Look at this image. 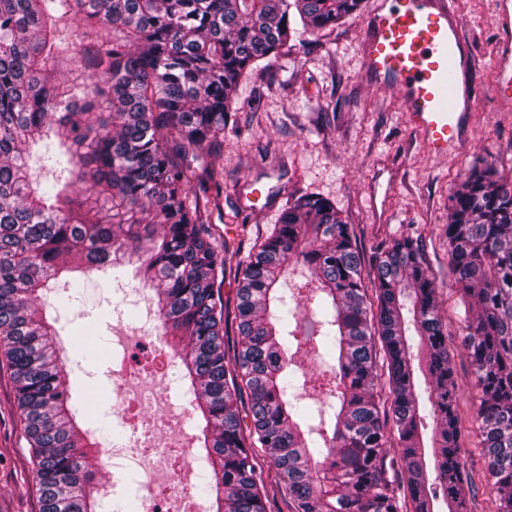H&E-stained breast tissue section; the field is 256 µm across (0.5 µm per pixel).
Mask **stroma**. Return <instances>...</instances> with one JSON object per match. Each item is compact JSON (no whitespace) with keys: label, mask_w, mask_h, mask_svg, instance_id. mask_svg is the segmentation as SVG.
I'll list each match as a JSON object with an SVG mask.
<instances>
[{"label":"stroma","mask_w":512,"mask_h":512,"mask_svg":"<svg viewBox=\"0 0 512 512\" xmlns=\"http://www.w3.org/2000/svg\"><path fill=\"white\" fill-rule=\"evenodd\" d=\"M378 2L362 0L357 12L318 41H289L271 66L241 80L238 112L224 128V149L206 158L224 174L223 208L210 221L229 237L243 235L249 246L277 224L290 196L311 194L330 200L352 224L363 255L400 233H416L454 336L463 311L448 270V200L476 166L494 164L512 182V109L498 105L493 79L498 41L494 0H453L474 50L475 101L465 144L451 159L424 153L395 92L371 85L363 75L366 20ZM255 187L262 196L254 202L250 192ZM137 283L131 266L90 273L83 296L62 310L57 325L71 383L93 406L98 426L119 424L112 356L134 346L140 334V310L128 293ZM86 344L98 348L99 363L82 361L79 349ZM154 356L151 350L141 353L139 366L145 381L162 390L150 414L159 422L176 412L178 383L152 372ZM453 362L462 391L459 413L468 430L463 446L476 486L469 510L492 512L473 419L479 389L462 345H455ZM0 512H39L14 386L1 360Z\"/></svg>","instance_id":"obj_1"}]
</instances>
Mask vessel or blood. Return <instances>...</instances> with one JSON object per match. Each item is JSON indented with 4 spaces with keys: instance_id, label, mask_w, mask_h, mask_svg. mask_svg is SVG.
Returning <instances> with one entry per match:
<instances>
[{
    "instance_id": "obj_1",
    "label": "vessel or blood",
    "mask_w": 512,
    "mask_h": 512,
    "mask_svg": "<svg viewBox=\"0 0 512 512\" xmlns=\"http://www.w3.org/2000/svg\"><path fill=\"white\" fill-rule=\"evenodd\" d=\"M501 42L495 59L498 96L512 99V0H496ZM363 68L400 100L421 148L455 156L469 125L474 55L449 0H380L368 21Z\"/></svg>"
}]
</instances>
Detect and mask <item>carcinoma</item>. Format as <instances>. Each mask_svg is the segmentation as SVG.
Listing matches in <instances>:
<instances>
[{
  "label": "carcinoma",
  "instance_id": "1",
  "mask_svg": "<svg viewBox=\"0 0 512 512\" xmlns=\"http://www.w3.org/2000/svg\"><path fill=\"white\" fill-rule=\"evenodd\" d=\"M361 0H0V347L39 512H102L91 449L114 432L75 407L40 300L72 272L127 256L155 292L180 379L203 422L208 512H468L460 387L439 291L418 239L365 271L352 225L299 196L248 254L209 222L216 154L241 79L290 40L335 27ZM67 176L41 188L30 147ZM448 266L481 389L480 456L494 512H512V183L473 168L450 197ZM310 284L281 291L290 262ZM231 276L235 297L224 295ZM233 317L239 342L226 346ZM310 345L336 403H309L292 368ZM424 356L435 482L414 360ZM250 423H245V420ZM398 456L389 455L392 445ZM321 468L323 476L314 474Z\"/></svg>",
  "mask_w": 512,
  "mask_h": 512
}]
</instances>
